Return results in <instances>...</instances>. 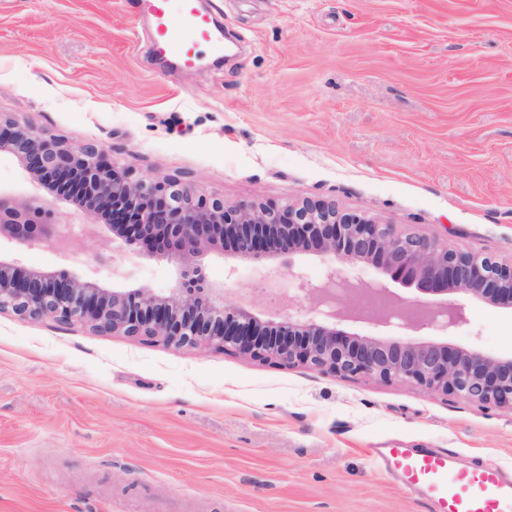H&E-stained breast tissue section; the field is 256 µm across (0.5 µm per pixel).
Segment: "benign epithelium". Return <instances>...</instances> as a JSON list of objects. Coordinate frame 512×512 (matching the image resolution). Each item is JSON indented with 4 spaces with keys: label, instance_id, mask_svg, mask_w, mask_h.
Wrapping results in <instances>:
<instances>
[{
    "label": "benign epithelium",
    "instance_id": "benign-epithelium-1",
    "mask_svg": "<svg viewBox=\"0 0 512 512\" xmlns=\"http://www.w3.org/2000/svg\"><path fill=\"white\" fill-rule=\"evenodd\" d=\"M0 152L13 156L41 183L78 198L76 211L83 218L78 225L52 223L45 206L0 195V311L75 319L98 331L176 348L233 349L252 359L301 363L334 376L397 380L512 412V357L341 329L355 323L446 336L466 320L462 304L448 295L512 306V263L399 234L391 224L328 202L281 207L204 202L176 179L164 184L133 180L93 149L69 146L12 120H0ZM100 215L111 221L112 240L142 244L152 255L175 262L176 286L167 293L106 288L23 264L24 248L64 254L81 245ZM285 252L313 255L327 266L318 284L296 276L299 290L314 302L313 311L280 322L226 301L224 290L211 287L200 262L215 253L266 264ZM342 265L366 266L376 279L348 280ZM385 278L433 300L414 304L388 288Z\"/></svg>",
    "mask_w": 512,
    "mask_h": 512
}]
</instances>
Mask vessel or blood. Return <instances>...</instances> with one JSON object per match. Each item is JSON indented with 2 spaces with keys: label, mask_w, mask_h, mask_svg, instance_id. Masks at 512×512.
<instances>
[{
  "label": "vessel or blood",
  "mask_w": 512,
  "mask_h": 512,
  "mask_svg": "<svg viewBox=\"0 0 512 512\" xmlns=\"http://www.w3.org/2000/svg\"><path fill=\"white\" fill-rule=\"evenodd\" d=\"M139 6L152 19L158 56L191 68L202 48L223 52L222 37L197 0H140ZM374 455L401 485L423 496L432 512H512V475L496 461L464 467L452 451L435 448H378Z\"/></svg>",
  "instance_id": "obj_1"
}]
</instances>
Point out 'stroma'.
Instances as JSON below:
<instances>
[{
  "instance_id": "1",
  "label": "stroma",
  "mask_w": 512,
  "mask_h": 512,
  "mask_svg": "<svg viewBox=\"0 0 512 512\" xmlns=\"http://www.w3.org/2000/svg\"><path fill=\"white\" fill-rule=\"evenodd\" d=\"M138 3L0 0V116L208 201H328L512 262V0H199L236 49L194 68L154 57ZM0 194L75 220L5 154ZM23 262L116 288L176 280L101 223L67 257ZM203 266L277 319L313 306L292 273H324L304 254ZM463 305L449 344L512 355V310ZM393 447L512 470V412L0 312V512H430L372 454Z\"/></svg>"
}]
</instances>
